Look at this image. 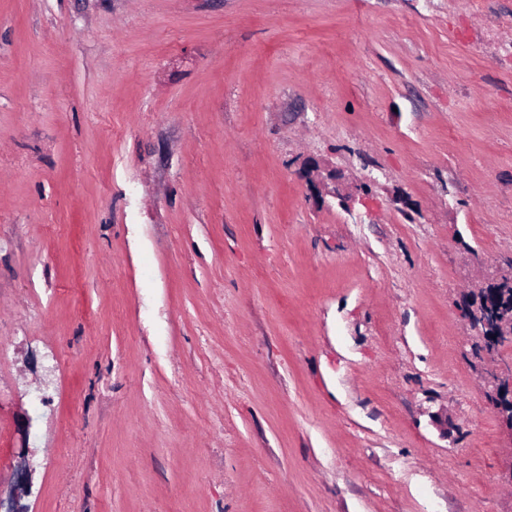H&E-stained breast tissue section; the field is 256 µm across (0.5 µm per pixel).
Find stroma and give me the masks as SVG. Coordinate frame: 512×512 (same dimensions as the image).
Returning a JSON list of instances; mask_svg holds the SVG:
<instances>
[{
    "instance_id": "1",
    "label": "stroma",
    "mask_w": 512,
    "mask_h": 512,
    "mask_svg": "<svg viewBox=\"0 0 512 512\" xmlns=\"http://www.w3.org/2000/svg\"><path fill=\"white\" fill-rule=\"evenodd\" d=\"M508 278L512 0H0L27 512H512ZM309 169L313 174L316 172V176L309 180L310 198L313 200L314 204L319 205L322 203L324 194H332L340 197L341 205L346 208L350 207L349 202L352 201L353 194L351 192L342 194L339 192V189H336V181L338 178L336 177L335 171L327 170L326 175L322 176V170L325 169H323L316 160L309 162ZM329 185L332 186L330 187ZM472 299H466L462 303V310L464 311L468 321L470 322L472 328L475 330L476 335H484L482 332V327L486 326V318L483 316L488 315V309L491 308V304L489 301H486L485 304L477 298L476 303L472 305ZM482 304V308H481ZM490 399L492 405H497L498 417L512 436V374L503 377L492 374L490 377Z\"/></svg>"
}]
</instances>
